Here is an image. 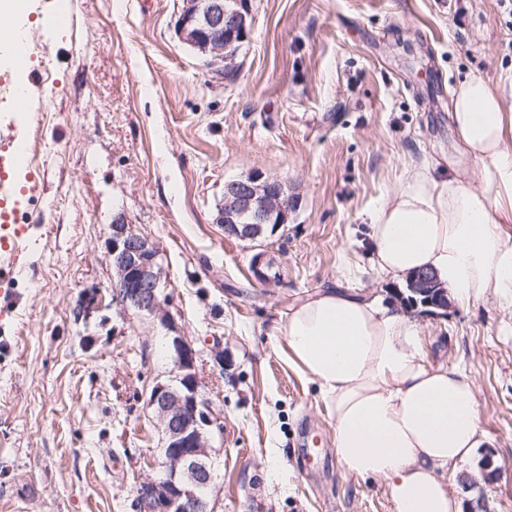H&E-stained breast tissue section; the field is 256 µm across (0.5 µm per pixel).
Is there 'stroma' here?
<instances>
[{"instance_id":"obj_1","label":"stroma","mask_w":512,"mask_h":512,"mask_svg":"<svg viewBox=\"0 0 512 512\" xmlns=\"http://www.w3.org/2000/svg\"><path fill=\"white\" fill-rule=\"evenodd\" d=\"M238 70L218 77L178 37L183 0H69L22 11L48 87L12 175L27 250L0 285V512H129L162 470L147 403L169 339L197 352L214 512H395L383 483L336 464L316 383L286 356L284 314L322 288L396 300L369 258L370 216L422 169L479 177L449 113L463 79L512 74V0H252ZM288 186V222L255 241L217 221L224 184ZM149 239L169 324L111 302L112 224ZM101 309L74 321L91 288ZM428 361L459 364L500 469L477 492L512 512V333L495 299L419 313Z\"/></svg>"}]
</instances>
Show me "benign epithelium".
<instances>
[{"instance_id": "benign-epithelium-1", "label": "benign epithelium", "mask_w": 512, "mask_h": 512, "mask_svg": "<svg viewBox=\"0 0 512 512\" xmlns=\"http://www.w3.org/2000/svg\"><path fill=\"white\" fill-rule=\"evenodd\" d=\"M252 24L250 0H184L177 32L184 43L206 57L208 67L222 75L235 67V46L248 39ZM291 207L288 185L280 180L233 179L224 183V206L217 221L226 233L254 240L268 225L286 222ZM109 254L115 274L112 303L167 323L164 273L156 263L152 243L118 220L112 225ZM408 288L411 296L405 302L409 306L420 304L433 315L448 311V289L435 273L419 271L409 276ZM100 308L99 292L92 290L74 309V317L84 319ZM170 349L174 379L156 383L148 399L165 436L164 470L157 478L139 482L130 508L132 512H213L207 494L212 485L208 432L222 425L201 398L196 351L190 342L172 336Z\"/></svg>"}]
</instances>
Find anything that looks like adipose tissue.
Segmentation results:
<instances>
[{
	"mask_svg": "<svg viewBox=\"0 0 512 512\" xmlns=\"http://www.w3.org/2000/svg\"><path fill=\"white\" fill-rule=\"evenodd\" d=\"M450 118L481 178L425 170L404 183L370 217L372 265L395 283L432 271L457 304L492 297L512 314V114L470 78ZM283 335L319 386L344 474L381 480L396 512H461L444 476L485 437L465 367L427 361L418 324L381 295L323 289L289 307Z\"/></svg>",
	"mask_w": 512,
	"mask_h": 512,
	"instance_id": "1",
	"label": "adipose tissue"
}]
</instances>
